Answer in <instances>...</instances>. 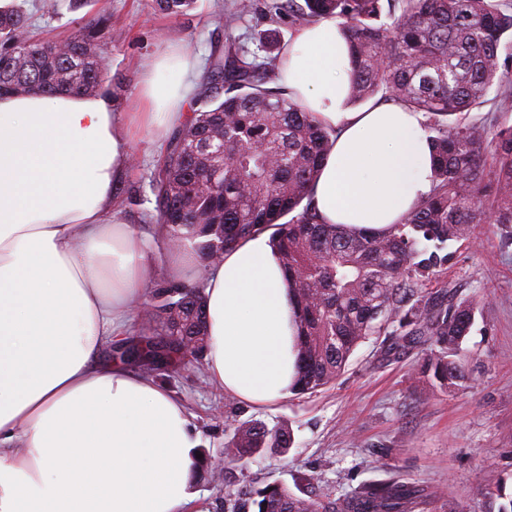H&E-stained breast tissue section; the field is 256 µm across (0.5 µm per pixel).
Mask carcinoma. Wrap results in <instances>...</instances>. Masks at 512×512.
Masks as SVG:
<instances>
[{
	"label": "carcinoma",
	"instance_id": "cac0c4a2",
	"mask_svg": "<svg viewBox=\"0 0 512 512\" xmlns=\"http://www.w3.org/2000/svg\"><path fill=\"white\" fill-rule=\"evenodd\" d=\"M61 0L0 8V94L71 91L94 95L109 68L112 14L97 0L77 33L64 40L36 34L42 15ZM193 0H154L178 16ZM276 23L336 22L350 54L349 100L377 94L421 112L432 155V186L402 219L383 232L347 230L323 222L311 195L335 132L279 79L284 52L246 59L235 51L207 59L202 91L189 122L174 129L149 176L154 207L141 222L164 230L205 258L210 242L224 247L271 231L297 306L295 394L332 385L350 356L371 336L385 337L384 354L430 345L420 374L439 390L465 379L462 343L475 322L474 301L451 285L428 284L448 268V244L467 240L491 212L512 224V0H265ZM490 106L487 115L471 112ZM141 317L152 334L113 357L135 367L153 358L160 341L176 346L163 371L174 377L207 350L203 290L161 279L148 287ZM224 455L242 460L262 451L285 453L289 428L260 422L226 425ZM426 494L393 477L363 484L337 498H304L284 484L243 486L228 512H414Z\"/></svg>",
	"mask_w": 512,
	"mask_h": 512
}]
</instances>
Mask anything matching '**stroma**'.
Segmentation results:
<instances>
[{"mask_svg": "<svg viewBox=\"0 0 512 512\" xmlns=\"http://www.w3.org/2000/svg\"><path fill=\"white\" fill-rule=\"evenodd\" d=\"M102 2L119 35L103 83L104 89L121 90L112 101L117 112L135 111L141 71L169 43L203 63L233 44L256 52L268 35L285 46L296 34L288 23L268 22L264 0H251L249 15L231 31L224 17L239 0H196L181 16L155 12L153 0ZM164 145L146 130L132 139L137 162L117 189L124 223H139L142 212L153 208L149 175ZM450 250L444 280L479 305L464 343L467 382L458 390L435 391L419 378L426 346L393 359L384 356L383 341L375 336L357 347L330 387L264 408L216 391L197 363L175 379L157 373V380L183 401L203 453H223L228 416L270 428L285 424L293 432L288 452L225 463L223 486L196 482L193 491L204 512H225L228 495L248 484L280 482L301 496L309 477L338 497L391 474L439 490L426 512H498L499 492L512 494V225H476L473 239Z\"/></svg>", "mask_w": 512, "mask_h": 512, "instance_id": "obj_1", "label": "stroma"}]
</instances>
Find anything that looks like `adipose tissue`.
Returning a JSON list of instances; mask_svg holds the SVG:
<instances>
[{
	"label": "adipose tissue",
	"instance_id": "adipose-tissue-1",
	"mask_svg": "<svg viewBox=\"0 0 512 512\" xmlns=\"http://www.w3.org/2000/svg\"><path fill=\"white\" fill-rule=\"evenodd\" d=\"M197 68L169 47L133 114L72 92L0 95V512H202L183 403L99 358L159 273L145 232L113 218L131 134L184 124ZM349 72L322 20L296 33L280 83L338 133L313 186L321 218L382 231L429 191L431 148L422 113L351 109ZM204 295L211 386L254 406L292 395L296 307L269 232L226 250Z\"/></svg>",
	"mask_w": 512,
	"mask_h": 512
}]
</instances>
